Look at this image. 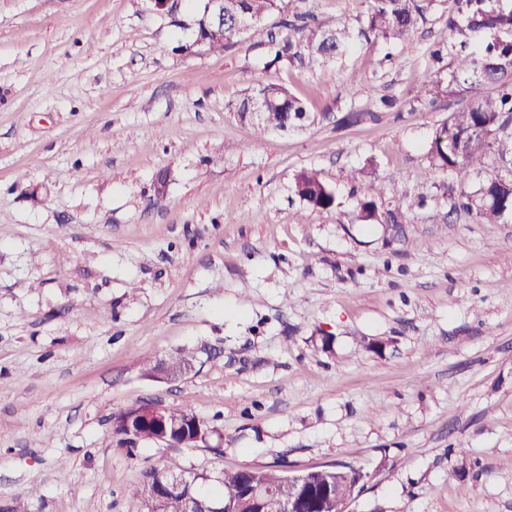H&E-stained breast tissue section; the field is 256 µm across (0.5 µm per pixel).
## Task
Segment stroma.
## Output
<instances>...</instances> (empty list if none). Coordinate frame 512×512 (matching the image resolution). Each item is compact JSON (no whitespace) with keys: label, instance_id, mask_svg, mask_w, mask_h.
Listing matches in <instances>:
<instances>
[{"label":"stroma","instance_id":"stroma-1","mask_svg":"<svg viewBox=\"0 0 512 512\" xmlns=\"http://www.w3.org/2000/svg\"><path fill=\"white\" fill-rule=\"evenodd\" d=\"M150 0H0V512H143L132 486L179 455L198 473L362 470L348 512H512V217L455 209L496 172L432 173L434 128L466 106L448 79L454 0L383 64L370 0H283L219 53ZM352 35L337 58L270 64L294 15ZM285 86L316 121L258 137L234 106ZM393 108L346 124L350 107ZM316 170L334 205L308 207ZM380 212L358 215L370 178ZM330 345H323V337ZM224 353L175 382L139 356ZM213 421L223 446L112 436L139 401ZM295 194L313 209H327L334 203V194L315 170L304 169L294 176Z\"/></svg>","mask_w":512,"mask_h":512}]
</instances>
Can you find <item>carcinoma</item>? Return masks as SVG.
I'll use <instances>...</instances> for the list:
<instances>
[{
	"label": "carcinoma",
	"instance_id": "cac0c4a2",
	"mask_svg": "<svg viewBox=\"0 0 512 512\" xmlns=\"http://www.w3.org/2000/svg\"><path fill=\"white\" fill-rule=\"evenodd\" d=\"M365 28V39H381L386 43L409 38L424 21L434 0H371ZM458 18L448 20L451 41L438 47V57L455 47L457 67L448 82L426 80L421 93L430 102L451 94L461 84L470 93L467 108L453 114L434 130L428 154L432 166L443 171L481 170L486 156L482 147L493 149L497 173L487 179L479 193L460 192L457 208L475 215L478 221L496 224L512 215V5L502 0H455ZM282 0H224L227 19L224 26L214 27L198 12L192 28L196 39L212 52H222L234 44L241 32L233 17L249 14L259 22L266 15L281 9ZM286 33L280 41L271 42L272 62L299 57L295 47L301 45L309 57L333 59L349 45L350 34L336 28L334 21H304L285 24ZM494 87L485 95L482 87ZM264 95L269 99L265 119L254 122L248 103ZM236 117L250 124L258 135L301 129L310 120L306 104L278 84L260 85L248 92L234 107ZM294 192L308 206L327 209L334 203V194L315 170L304 169L294 176ZM384 186L376 179L367 187L360 220L378 218L376 200L382 198ZM206 346L182 348L163 359L144 353L140 364L144 375L155 371L163 361L171 367H191L200 362ZM213 424L193 410L179 406L157 417L146 404H133L112 413V433L118 443L132 453L138 443L156 441L159 434H168L175 448L204 447L211 436ZM308 485L318 497L320 507L315 512H347L348 503L336 498V485L365 483L361 471L353 467L313 470L307 473ZM256 489L273 502L288 498V471L272 466H245L232 472L224 471L212 478L194 472L181 459L169 457L161 467L151 468L131 489L145 512H211L220 507L223 512H255L251 499L237 492L239 486Z\"/></svg>",
	"mask_w": 512,
	"mask_h": 512
}]
</instances>
